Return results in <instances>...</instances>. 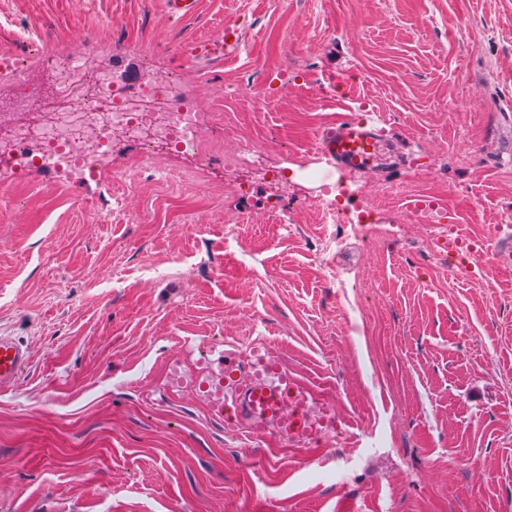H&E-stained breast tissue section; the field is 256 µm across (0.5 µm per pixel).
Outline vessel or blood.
Wrapping results in <instances>:
<instances>
[{"mask_svg":"<svg viewBox=\"0 0 512 512\" xmlns=\"http://www.w3.org/2000/svg\"><path fill=\"white\" fill-rule=\"evenodd\" d=\"M243 51V37L232 26L219 39H194L183 46L185 56L196 60L237 59ZM316 153L328 163L347 169L372 171L392 158L391 146L383 139L376 114L358 119L341 116L327 123L316 137ZM493 264L512 269V233L500 235L489 252ZM31 363V353L16 339L0 335V391L12 389ZM217 370V384L211 403L229 411L240 425L255 434L306 440L319 427H334V418L317 424L307 404L309 393L302 382L284 368L271 353L243 363L225 354L211 362Z\"/></svg>","mask_w":512,"mask_h":512,"instance_id":"obj_1","label":"vessel or blood"}]
</instances>
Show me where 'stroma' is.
Returning <instances> with one entry per match:
<instances>
[{
  "instance_id": "obj_1",
  "label": "stroma",
  "mask_w": 512,
  "mask_h": 512,
  "mask_svg": "<svg viewBox=\"0 0 512 512\" xmlns=\"http://www.w3.org/2000/svg\"><path fill=\"white\" fill-rule=\"evenodd\" d=\"M227 26L238 59L181 56ZM78 37L115 74L176 71L242 137L201 169L129 145L120 184H0V334L32 355L0 392V512H512V270L443 244L512 225V0H200L182 21L164 0H0L20 65ZM344 104L380 113L397 164L316 159ZM246 144L295 190L263 224V182L238 195L224 163ZM212 344L274 350L340 434L224 424L188 379Z\"/></svg>"
}]
</instances>
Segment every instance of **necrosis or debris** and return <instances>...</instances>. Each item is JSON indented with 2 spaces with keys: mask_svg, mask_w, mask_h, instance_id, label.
Masks as SVG:
<instances>
[{
  "mask_svg": "<svg viewBox=\"0 0 512 512\" xmlns=\"http://www.w3.org/2000/svg\"><path fill=\"white\" fill-rule=\"evenodd\" d=\"M40 67L37 95L25 68L0 65V87H7L17 115L0 122V175L22 178L47 161L65 179H93L115 173L127 142L145 146L142 162L157 169L174 154L197 161L207 153L216 114L169 71L148 73L131 90L77 44L64 52L44 46Z\"/></svg>",
  "mask_w": 512,
  "mask_h": 512,
  "instance_id": "obj_1",
  "label": "necrosis or debris"
}]
</instances>
